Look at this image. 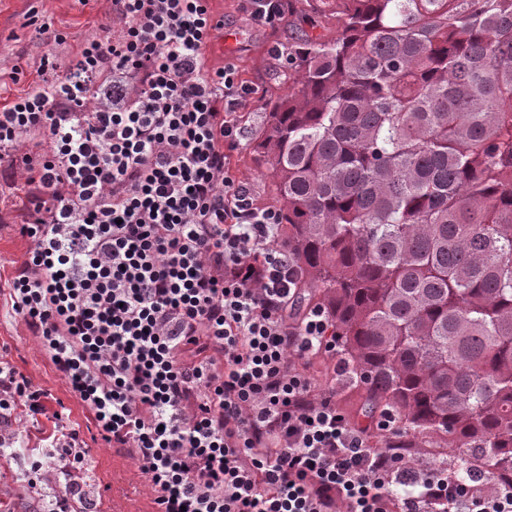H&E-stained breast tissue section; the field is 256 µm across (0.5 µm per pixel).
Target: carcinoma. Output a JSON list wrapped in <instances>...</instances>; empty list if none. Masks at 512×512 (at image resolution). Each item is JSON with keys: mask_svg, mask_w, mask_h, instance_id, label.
<instances>
[{"mask_svg": "<svg viewBox=\"0 0 512 512\" xmlns=\"http://www.w3.org/2000/svg\"><path fill=\"white\" fill-rule=\"evenodd\" d=\"M254 138L306 305L328 313L387 448L456 449L512 489V0H288Z\"/></svg>", "mask_w": 512, "mask_h": 512, "instance_id": "obj_1", "label": "carcinoma"}]
</instances>
